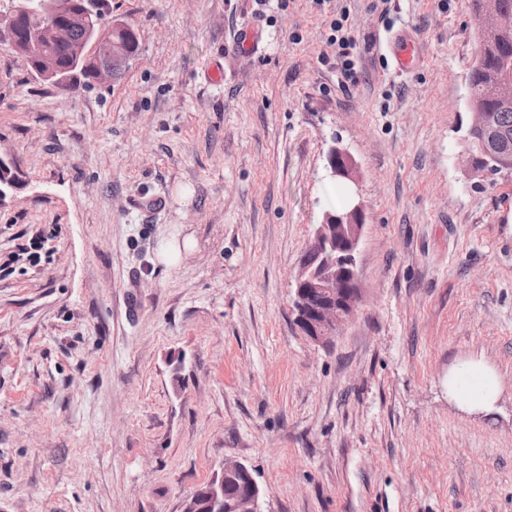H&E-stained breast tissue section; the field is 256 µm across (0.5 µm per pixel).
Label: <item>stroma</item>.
I'll return each mask as SVG.
<instances>
[{"mask_svg": "<svg viewBox=\"0 0 512 512\" xmlns=\"http://www.w3.org/2000/svg\"><path fill=\"white\" fill-rule=\"evenodd\" d=\"M112 17L139 50L76 95L0 49L20 177L0 203V512H184L227 460L266 512H512V174L465 160L471 0H112ZM335 141L358 168L363 301L318 345L290 296ZM175 237L191 247L168 265ZM467 359L499 374L490 412L448 396ZM337 15L339 18L336 17L330 23L331 30L336 34L332 35V37L329 39L328 45L329 47L334 48V52L336 53V60L340 61V75L341 78L344 79L341 80V83L344 85L347 84L348 81H355L354 77L356 74V63L354 60V54L357 49V39L351 34V31L348 30L343 23L344 21L348 20L349 12L347 13L346 10H343L340 11V13Z\"/></svg>", "mask_w": 512, "mask_h": 512, "instance_id": "stroma-1", "label": "stroma"}]
</instances>
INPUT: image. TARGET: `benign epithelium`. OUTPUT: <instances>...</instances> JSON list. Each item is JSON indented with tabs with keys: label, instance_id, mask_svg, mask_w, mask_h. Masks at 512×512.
<instances>
[{
	"label": "benign epithelium",
	"instance_id": "benign-epithelium-1",
	"mask_svg": "<svg viewBox=\"0 0 512 512\" xmlns=\"http://www.w3.org/2000/svg\"><path fill=\"white\" fill-rule=\"evenodd\" d=\"M66 0H19L12 10L0 14V46L24 58H40L38 77L70 91L69 76L57 69L54 58L47 52L51 44L67 46L71 28L86 26L89 47L74 49L75 61L89 56H102L96 83L104 85L125 68L130 56L111 43L114 29L103 26V16L111 9V0H91L73 14L71 23L61 22L57 14ZM30 18L28 31L17 42L13 28L18 19ZM484 45L501 41L512 33V12L503 9L500 0H480V18L475 25ZM469 133L481 136L480 150L495 161L492 172L512 173V137L498 133L490 113L473 108ZM326 171L332 178L356 181L351 156L332 145L327 151ZM18 186L17 167L13 160L0 156V203ZM364 227V205L357 202L339 213H325L320 228L306 250L305 258L294 279L293 310L299 327L309 339L327 344L349 322L361 302L360 292L353 288L357 280L356 254ZM243 474V489L229 503H224V484ZM184 512H263L262 493L250 469L240 462H226L203 489L192 495Z\"/></svg>",
	"mask_w": 512,
	"mask_h": 512
}]
</instances>
